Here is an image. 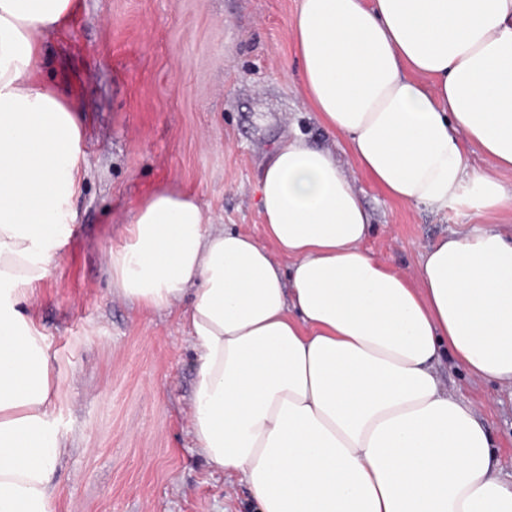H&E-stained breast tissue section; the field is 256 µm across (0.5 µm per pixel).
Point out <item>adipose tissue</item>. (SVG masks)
Listing matches in <instances>:
<instances>
[{
    "mask_svg": "<svg viewBox=\"0 0 512 512\" xmlns=\"http://www.w3.org/2000/svg\"><path fill=\"white\" fill-rule=\"evenodd\" d=\"M80 8L0 0V512H54L67 446L45 336L20 306L76 218L83 115L37 75L45 36ZM292 33L306 104L351 167L282 136L258 176L262 243L157 190L108 254L112 286L181 309L195 444L259 512H512L485 423L437 372L449 359L512 387V242L476 223L403 275L364 249L357 186L477 221L512 210V0H300Z\"/></svg>",
    "mask_w": 512,
    "mask_h": 512,
    "instance_id": "1",
    "label": "adipose tissue"
}]
</instances>
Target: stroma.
<instances>
[{
    "instance_id": "35a3bbf8",
    "label": "stroma",
    "mask_w": 512,
    "mask_h": 512,
    "mask_svg": "<svg viewBox=\"0 0 512 512\" xmlns=\"http://www.w3.org/2000/svg\"><path fill=\"white\" fill-rule=\"evenodd\" d=\"M300 0H83L45 41L41 79L84 113L86 173L73 233L28 305L56 357L52 425L68 442L56 512H257L241 476L212 465L190 431L196 351L178 312L112 291L108 252L156 188L193 194L214 223L262 238L256 182L296 126L324 134L303 101L292 44ZM364 246L403 273L472 214L388 200L365 176ZM439 375L485 421L512 475V388L453 363Z\"/></svg>"
}]
</instances>
